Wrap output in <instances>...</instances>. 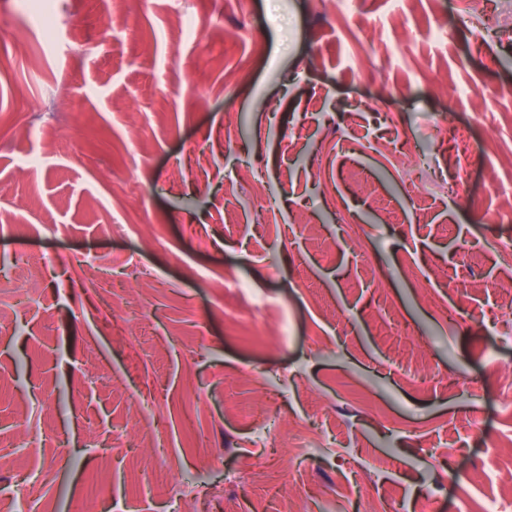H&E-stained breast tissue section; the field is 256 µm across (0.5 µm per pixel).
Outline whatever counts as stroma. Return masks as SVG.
Returning <instances> with one entry per match:
<instances>
[{"mask_svg":"<svg viewBox=\"0 0 512 512\" xmlns=\"http://www.w3.org/2000/svg\"><path fill=\"white\" fill-rule=\"evenodd\" d=\"M34 3L0 0V211L25 227L0 226L25 294H0V442L26 424L70 453L18 449L0 503L34 474L43 512H75L107 439L104 512H284L226 483L258 460H301L304 512L511 490L512 382L459 379L512 368V0H44L49 38ZM261 398L292 429L266 448ZM145 450L196 500L149 488Z\"/></svg>","mask_w":512,"mask_h":512,"instance_id":"35a3bbf8","label":"stroma"}]
</instances>
